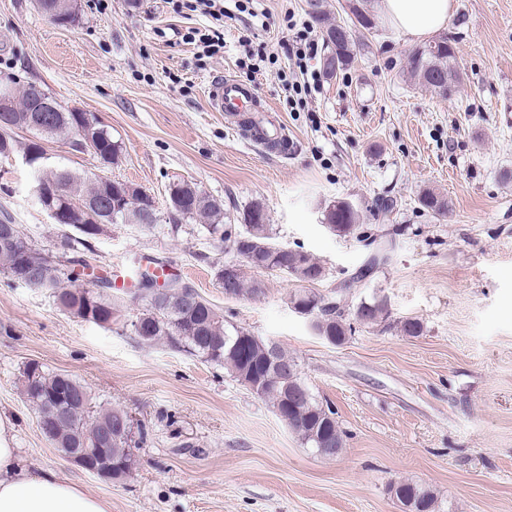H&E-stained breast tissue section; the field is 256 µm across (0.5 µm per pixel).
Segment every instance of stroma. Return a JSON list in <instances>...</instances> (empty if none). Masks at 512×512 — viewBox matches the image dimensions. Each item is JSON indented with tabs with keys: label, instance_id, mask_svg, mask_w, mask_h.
<instances>
[{
	"label": "stroma",
	"instance_id": "1",
	"mask_svg": "<svg viewBox=\"0 0 512 512\" xmlns=\"http://www.w3.org/2000/svg\"><path fill=\"white\" fill-rule=\"evenodd\" d=\"M290 12L316 28L307 0H253L250 13L225 18L223 53L202 60L181 35L210 19L179 16L167 0H79L69 27L32 0H0V76L95 114L122 147L111 167L49 140L45 167L129 182L157 203L158 224L108 225L84 250L88 263L107 274L148 254L176 267L227 322L288 351L335 409L343 452L317 455L223 367L140 341L129 327L143 305L134 294L103 326L0 273V415L13 445L29 463L95 488L112 512H403L390 491L399 480L431 489L444 512H512V0H455L448 29L461 85L452 100L407 81L412 47L381 21L357 34L352 67L323 77L306 112L287 102ZM250 52L267 55L260 71L242 68ZM226 75L256 84L287 154L244 140L213 111L207 87ZM36 175L21 154L1 158L0 211L58 255L64 229L39 204ZM180 181L220 200L232 220L261 203L277 244L322 262L323 294L370 254L322 222L330 202L353 203L393 249L349 299L385 297L388 323L331 344L289 306L297 282L272 271L264 294L225 296L216 272L233 253L200 224L176 228L165 216ZM428 188L447 197V215L420 208ZM389 198L397 206L381 214ZM410 317L422 321L420 336L398 329ZM31 361L80 380L94 405L125 409L146 429L126 480L102 482L42 435L21 391Z\"/></svg>",
	"mask_w": 512,
	"mask_h": 512
}]
</instances>
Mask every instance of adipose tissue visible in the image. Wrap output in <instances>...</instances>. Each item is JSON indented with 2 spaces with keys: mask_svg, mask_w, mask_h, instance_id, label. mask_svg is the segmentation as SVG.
I'll list each match as a JSON object with an SVG mask.
<instances>
[{
  "mask_svg": "<svg viewBox=\"0 0 512 512\" xmlns=\"http://www.w3.org/2000/svg\"><path fill=\"white\" fill-rule=\"evenodd\" d=\"M390 27L406 43H424L448 27L453 0H381ZM12 427L0 420V512H112L111 501L57 469L32 470L13 448Z\"/></svg>",
  "mask_w": 512,
  "mask_h": 512,
  "instance_id": "1",
  "label": "adipose tissue"
}]
</instances>
